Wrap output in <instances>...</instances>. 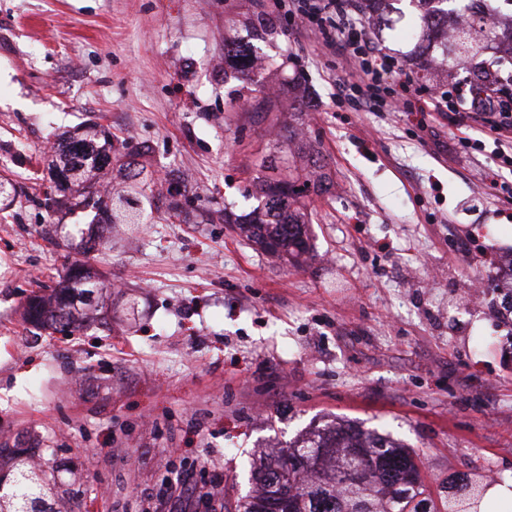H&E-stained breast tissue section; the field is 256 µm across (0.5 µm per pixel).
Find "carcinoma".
<instances>
[{
  "label": "carcinoma",
  "mask_w": 512,
  "mask_h": 512,
  "mask_svg": "<svg viewBox=\"0 0 512 512\" xmlns=\"http://www.w3.org/2000/svg\"><path fill=\"white\" fill-rule=\"evenodd\" d=\"M376 5L369 17L378 36L392 29L393 4L398 0H371ZM420 10L411 31L410 54L448 62L453 55L460 66L498 38L495 28L479 15L481 0H403ZM224 64L242 87L261 85V73L249 46L224 45ZM291 149L288 166L280 168L272 158L270 174L253 179L252 197L257 207L249 214L233 217L224 213L238 235L263 251L292 264L309 255L308 208L303 200L321 195L329 181L327 164L316 144L307 137H287ZM118 167L122 187L105 197L99 189L108 169ZM56 184L67 191L64 200L75 210L88 207V200L102 211L101 232L79 236L86 254L106 243L104 232L113 224H152L157 200L165 197L168 209H178L180 190L163 191L143 177L144 166L131 155H112V133L95 126L63 140L49 163ZM81 278L66 272L60 288L50 296L34 294L26 307L28 319L54 331L79 332L93 309L78 308ZM11 452L20 481L12 501L13 512H55L47 503L43 485L25 469L22 456ZM256 489L232 505L224 501V512H436L430 500L421 497L419 468L401 444L375 430L351 424L316 428L291 443L288 451L272 462H260L254 473Z\"/></svg>",
  "instance_id": "1"
}]
</instances>
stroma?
Instances as JSON below:
<instances>
[{
	"mask_svg": "<svg viewBox=\"0 0 512 512\" xmlns=\"http://www.w3.org/2000/svg\"><path fill=\"white\" fill-rule=\"evenodd\" d=\"M263 4L282 36L256 42ZM289 0H0V447L50 456L57 512H204L202 487L239 498L264 454L354 421L410 451L440 498L450 477L512 475V183L481 120L434 110L421 88L364 112L336 102L341 57L288 16ZM285 62L240 96L224 44ZM280 116L258 112L270 87ZM98 124L147 177L180 176V217L113 229L87 259L105 323L68 336L22 317L39 285L79 261L47 209L60 136ZM316 137L332 176L313 198L315 255L285 264L201 214L249 212L287 128ZM482 295L473 298L474 284Z\"/></svg>",
	"mask_w": 512,
	"mask_h": 512,
	"instance_id": "stroma-1",
	"label": "stroma"
}]
</instances>
